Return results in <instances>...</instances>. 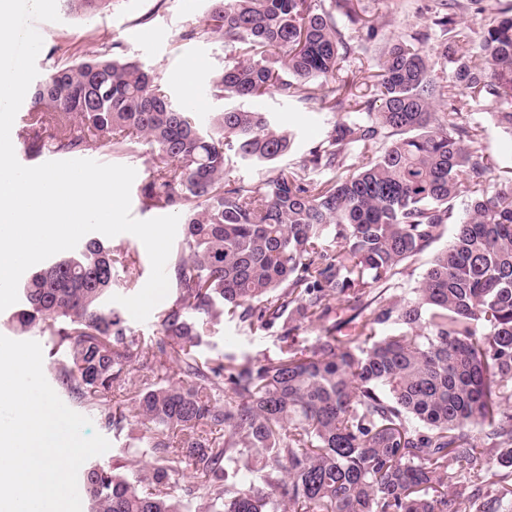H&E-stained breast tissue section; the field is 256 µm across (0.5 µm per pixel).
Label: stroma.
Here are the masks:
<instances>
[{
  "label": "stroma",
  "instance_id": "1",
  "mask_svg": "<svg viewBox=\"0 0 512 512\" xmlns=\"http://www.w3.org/2000/svg\"><path fill=\"white\" fill-rule=\"evenodd\" d=\"M393 0H359V12L367 24H373L388 35L401 36L425 28L431 22L437 0H407L405 8L393 9ZM210 0H112L111 6L93 19L62 15L60 22H36L43 37V52L36 65L46 72L51 61L48 48L65 44L78 54L101 49L114 56L131 58L154 68L157 82L168 96L190 106L202 125H209L216 112L222 111L224 100L210 91L215 73L228 62L229 52L223 41L204 33L203 27ZM196 37H189L190 29ZM251 109L273 113L294 137L293 145L280 163L296 166L323 137L326 112L316 105L284 101L265 95L250 103ZM492 103L474 105L463 117L487 124L484 145L500 166L512 165V139L487 123ZM281 342L276 333H251L233 321L214 326L201 347L206 356L227 355L251 366L277 357Z\"/></svg>",
  "mask_w": 512,
  "mask_h": 512
}]
</instances>
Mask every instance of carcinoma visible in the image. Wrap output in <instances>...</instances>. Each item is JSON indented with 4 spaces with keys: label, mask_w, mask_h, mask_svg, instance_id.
Here are the masks:
<instances>
[{
    "label": "carcinoma",
    "mask_w": 512,
    "mask_h": 512,
    "mask_svg": "<svg viewBox=\"0 0 512 512\" xmlns=\"http://www.w3.org/2000/svg\"><path fill=\"white\" fill-rule=\"evenodd\" d=\"M211 2L202 32L234 56L214 96L276 94L332 114L303 164L275 166L291 137L270 113L226 108L204 129L153 69L107 50L53 47L23 116L35 154L99 141L135 156L149 145L144 202L176 211L184 228L168 265L176 297L152 338L131 336L108 305L115 267L127 290L139 287L129 249L91 239L19 287L12 329L62 349L58 389L106 428L144 430L127 449H149L136 477L121 464L81 467L90 512H186L189 499L195 512H469L486 448L512 468V191L483 187L496 172L511 183L512 169L462 113L493 102L489 120L512 139V87L500 81L512 73V13L438 0L431 25L408 37L367 27L382 49L365 97L336 85L355 40L337 16L357 24L354 0ZM62 3L89 19L112 0ZM467 10L483 15L475 38L458 29ZM434 38L453 63L446 80L424 50ZM235 163L264 179L226 177ZM449 226L417 286L393 292ZM342 303L349 332L334 325L312 348L295 346L299 323H323ZM226 317L254 333L279 329L280 355L253 367L199 355ZM168 362L174 379L157 376ZM114 391L129 401L119 413ZM187 467L200 482L173 481ZM510 497L480 512H507Z\"/></svg>",
    "instance_id": "obj_1"
}]
</instances>
